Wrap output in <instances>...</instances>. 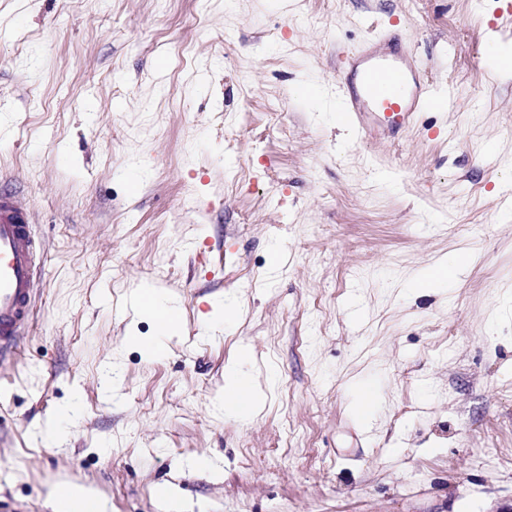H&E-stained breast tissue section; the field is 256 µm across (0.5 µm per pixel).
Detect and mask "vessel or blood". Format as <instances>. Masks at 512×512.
Returning <instances> with one entry per match:
<instances>
[{
  "mask_svg": "<svg viewBox=\"0 0 512 512\" xmlns=\"http://www.w3.org/2000/svg\"><path fill=\"white\" fill-rule=\"evenodd\" d=\"M341 121L379 112L392 131L415 114L443 106L408 50L396 42L365 43L338 73ZM36 273L35 238L26 214L0 195V354L11 352L29 315Z\"/></svg>",
  "mask_w": 512,
  "mask_h": 512,
  "instance_id": "obj_1",
  "label": "vessel or blood"
}]
</instances>
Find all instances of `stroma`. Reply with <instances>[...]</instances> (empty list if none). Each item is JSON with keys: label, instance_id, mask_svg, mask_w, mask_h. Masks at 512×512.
Instances as JSON below:
<instances>
[{"label": "stroma", "instance_id": "35a3bbf8", "mask_svg": "<svg viewBox=\"0 0 512 512\" xmlns=\"http://www.w3.org/2000/svg\"><path fill=\"white\" fill-rule=\"evenodd\" d=\"M393 26L454 93L396 137L336 117L347 55ZM492 31L512 40L507 0H0V192L44 248L0 365V512H53L58 482L106 512L512 501ZM458 250L474 261L443 292L405 291ZM141 284L177 303L176 334L136 312ZM243 353L265 395L246 421L217 409Z\"/></svg>", "mask_w": 512, "mask_h": 512}]
</instances>
